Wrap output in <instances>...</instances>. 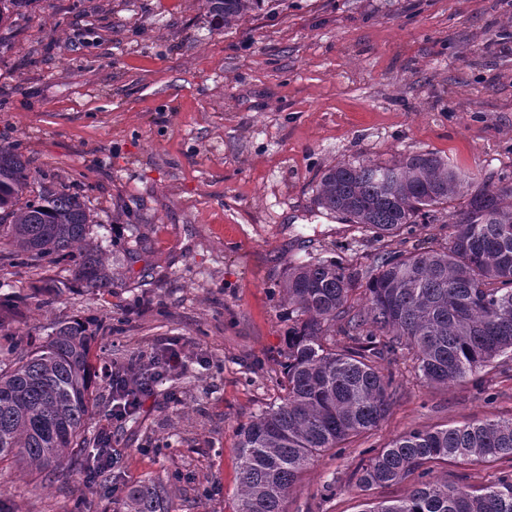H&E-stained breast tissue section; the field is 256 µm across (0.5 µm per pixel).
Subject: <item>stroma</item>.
<instances>
[{
	"mask_svg": "<svg viewBox=\"0 0 512 512\" xmlns=\"http://www.w3.org/2000/svg\"><path fill=\"white\" fill-rule=\"evenodd\" d=\"M0 145L30 161L33 185L79 193L90 240L118 278L85 287L68 261L0 264L15 311L7 332L106 323L95 365H129L178 343L112 436L109 487L82 467L34 488L0 465L7 512H124L128 489L175 483L172 512H236L238 431L283 396L288 308L279 284L314 255L369 267L384 247H441L447 213L383 245L320 213L316 186L337 162L414 152L512 180V0H274L238 27L212 26L204 0H32L0 22ZM63 282L45 307L32 290ZM398 394L369 433L317 455L284 512H360L408 494L417 477L361 490L368 450L414 428L512 416V354L447 387L391 362ZM512 462L451 460L432 476L479 489Z\"/></svg>",
	"mask_w": 512,
	"mask_h": 512,
	"instance_id": "stroma-1",
	"label": "stroma"
}]
</instances>
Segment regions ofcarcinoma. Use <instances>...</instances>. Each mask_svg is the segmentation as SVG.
Wrapping results in <instances>:
<instances>
[{"instance_id": "cac0c4a2", "label": "carcinoma", "mask_w": 512, "mask_h": 512, "mask_svg": "<svg viewBox=\"0 0 512 512\" xmlns=\"http://www.w3.org/2000/svg\"><path fill=\"white\" fill-rule=\"evenodd\" d=\"M265 0H205L210 22L231 29ZM28 161L0 145V261L40 265L75 260L76 279L110 288L115 274L87 241L89 216L77 193L42 189L30 195ZM459 197L451 212L450 246L382 250L365 272L335 258L311 256L288 268L282 300L295 324L284 350L285 395L239 430L238 512H284L299 475L318 454L376 428L396 395L395 375L381 363L415 361L430 386L470 378L512 352V184L475 186V178L433 152L388 164L338 162L325 169L316 204L378 241L411 231ZM364 289V302L353 295ZM56 281L33 288L41 304L60 293ZM80 321L58 324L34 346L8 344L0 364V462L14 460L50 478L78 464L90 441L91 362L95 336ZM349 343L336 346V333ZM112 440H97L91 480L107 481ZM512 459V416L441 429H413L358 470L365 489L397 484L415 472L421 481L404 497L366 502L361 512H512V477L470 490L429 479L428 464L448 459ZM172 492L152 482L131 489L126 512H171Z\"/></svg>"}]
</instances>
